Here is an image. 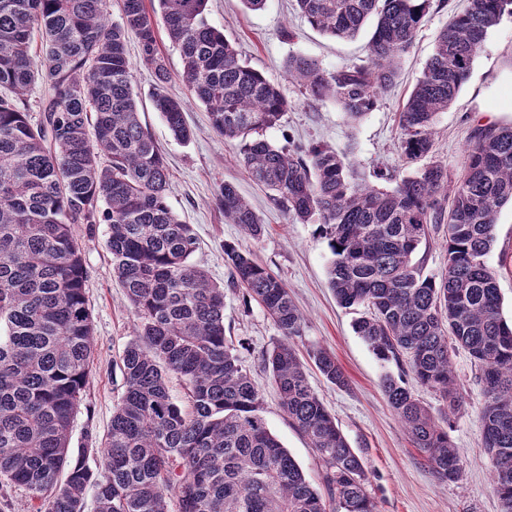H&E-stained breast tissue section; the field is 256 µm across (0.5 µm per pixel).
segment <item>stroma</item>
Here are the masks:
<instances>
[{
    "mask_svg": "<svg viewBox=\"0 0 512 512\" xmlns=\"http://www.w3.org/2000/svg\"><path fill=\"white\" fill-rule=\"evenodd\" d=\"M468 0H447L431 6L413 47L398 66L397 76L382 94L379 107L357 122H349L331 101H314L288 76L291 55L319 60L330 72L367 59V34L337 40L313 30L296 8L295 0H267L263 9L251 11L241 0H208L205 16L222 30L254 69L277 84L288 100L279 126L266 138L279 147L321 143L345 155L364 180L378 184L379 174L397 177L413 174L417 163L407 161L398 148V113L433 50L438 31L454 14L463 12ZM158 46L170 73L168 89L185 99V120L194 136L180 143L171 135L152 94L155 77L141 63L137 39L128 43L135 63L133 86L140 120L166 156L171 180L168 203L185 223L191 224L198 247L190 261L211 281L223 285L224 329L236 346L262 397L263 416L270 431L297 460L316 488H323V468L307 439L292 428L279 407L278 395L262 363V354L278 343L281 333L262 308L246 302L240 291L227 287L225 242L240 243L255 259L279 276L305 319V334L297 342L305 358L308 380L335 417L340 430L362 456L369 491L377 512H501L493 489L492 464L482 446L479 407L482 402L479 368L465 350L452 362L467 399L457 413H449L438 393L414 386L417 398L434 414L450 415V438L462 457L458 480L438 481L415 448L407 431L389 407L381 390L384 374H398L395 362L380 361L354 332L362 308L341 307L328 285L327 266L332 258L327 238L318 225L302 224L287 215L268 191L251 180L239 161L238 142L213 132L209 114L188 98L182 83V61L166 34ZM512 124V15H503L478 49L469 79L456 101L439 113L434 126L433 157L448 167L449 179L462 169L467 140L474 128ZM233 183L263 221L259 239L244 237L240 227L224 221L218 195L223 183ZM86 270V296L93 323L94 361L89 383L74 416L69 450L78 453L101 447L112 420V410L123 391L119 357L134 334L135 314L112 272L107 248L108 228L103 224L74 227ZM498 275L502 312L512 319V207L504 206L495 227V243L487 257ZM335 354L348 377L347 387L329 384L313 361L310 347Z\"/></svg>",
    "mask_w": 512,
    "mask_h": 512,
    "instance_id": "obj_1",
    "label": "stroma"
}]
</instances>
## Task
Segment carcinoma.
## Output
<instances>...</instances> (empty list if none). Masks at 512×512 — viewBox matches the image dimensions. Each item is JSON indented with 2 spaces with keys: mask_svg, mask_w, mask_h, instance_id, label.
Listing matches in <instances>:
<instances>
[{
  "mask_svg": "<svg viewBox=\"0 0 512 512\" xmlns=\"http://www.w3.org/2000/svg\"><path fill=\"white\" fill-rule=\"evenodd\" d=\"M178 50L182 82L212 129L241 144L242 163L271 199L319 225L332 259L338 304L361 306L354 331L378 359L406 362L384 377L385 397L435 476H460V451L410 382L464 403L452 355L466 350L481 370L482 444L502 512H512V323L502 314L496 272L485 258L500 209L512 205V125L479 128L461 175L431 158L436 117L467 82L478 49L512 0H470L435 38L423 74L399 113V147L411 176L367 184L334 150L312 143L290 152L263 138L288 100L247 65L204 17L208 0H157ZM433 0H296L308 24L339 39L369 24L368 62L327 72L311 57L288 58L291 80L314 101L332 100L353 122L374 111L413 46ZM0 0V480L39 499L44 512H376L360 456L309 384L296 341L305 320L287 285L235 243L224 244L227 287L256 301L282 339L262 355L280 407L324 468L327 496L271 433L262 400L224 335V287L189 263L197 238L167 200L170 172L141 124L127 38L155 75L153 103L175 140L193 137L184 101L167 88L157 29L145 0ZM42 33V54L32 32ZM41 79L53 88L39 120L22 97ZM224 221L253 239L260 216L226 183ZM75 224L108 225L112 270L137 316L120 363L125 390L101 448L102 471L69 452L74 413L90 375L93 326ZM432 233L448 260L436 278L413 261ZM338 388L348 378L324 348L310 351ZM183 379L192 410L172 401L166 377Z\"/></svg>",
  "mask_w": 512,
  "mask_h": 512,
  "instance_id": "cac0c4a2",
  "label": "carcinoma"
}]
</instances>
